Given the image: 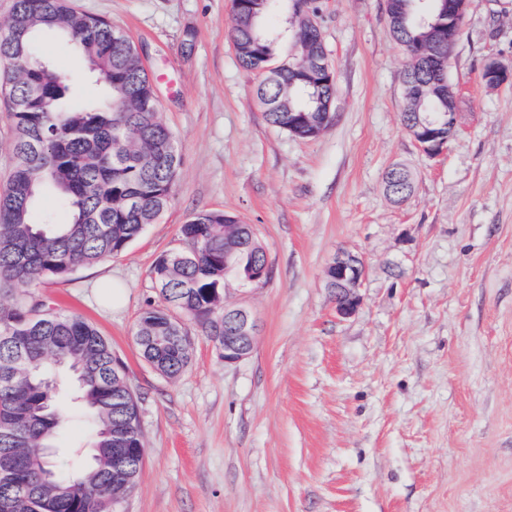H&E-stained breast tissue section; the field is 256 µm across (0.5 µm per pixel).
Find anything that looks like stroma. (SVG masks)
<instances>
[{"mask_svg":"<svg viewBox=\"0 0 512 512\" xmlns=\"http://www.w3.org/2000/svg\"><path fill=\"white\" fill-rule=\"evenodd\" d=\"M141 49L180 165L167 209L120 255L50 278L36 299L93 323L126 365L146 448L116 512H512V86L486 88L487 60L512 64V0H469L449 74L458 129L436 159L401 124L406 58L382 0H319L334 71L332 123L301 140L269 125L260 74L238 62L231 0H70ZM37 53L99 97L71 43ZM415 174L392 203L384 174ZM254 226L270 275L232 301L251 308L252 354L228 365L188 324L192 360L164 378L134 341L158 303L152 271L198 210ZM366 266L361 304L336 315L325 270L337 250ZM104 276L121 305L97 301ZM50 455L60 472L94 434L70 399Z\"/></svg>","mask_w":512,"mask_h":512,"instance_id":"1","label":"stroma"}]
</instances>
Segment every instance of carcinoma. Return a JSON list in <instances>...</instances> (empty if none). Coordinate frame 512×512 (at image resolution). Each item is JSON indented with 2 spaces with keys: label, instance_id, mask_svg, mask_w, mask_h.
Returning <instances> with one entry per match:
<instances>
[{
  "label": "carcinoma",
  "instance_id": "1",
  "mask_svg": "<svg viewBox=\"0 0 512 512\" xmlns=\"http://www.w3.org/2000/svg\"><path fill=\"white\" fill-rule=\"evenodd\" d=\"M295 0H265L247 20L233 18L231 40L242 67L262 70L272 63L275 37L267 18ZM405 24L393 37L406 59V77L423 84V96L406 99L401 123L448 111V95L432 80L450 81L448 43L436 39L431 23L447 21L441 0H402ZM61 36L83 54L89 73L103 82L104 93L92 102L79 99L56 70L34 52L39 37ZM318 38L313 27L297 28L302 54ZM0 90L10 101L13 167L0 188V292L13 296L0 304V512H99L100 500L112 497L114 433L134 449L135 461L119 486L133 489L145 458L139 436L138 398L127 384L124 363L108 340L83 317L34 300L31 288L46 278L117 256L155 223L168 206L180 163L178 150L157 153V145L175 140L160 113L150 110L151 79L137 60L134 43L111 22L82 14L68 0H14L0 28ZM335 84L313 85L287 65L278 77L259 84L267 101L268 124L293 130L301 138L320 123H330L326 103ZM123 111L116 112L112 105ZM66 207L69 220L56 223L40 210L46 192ZM236 216L200 210L180 227L182 239L195 246L161 254L153 279L161 299L195 320L203 335L224 338V253L240 269L267 263L255 230L246 224L239 238L245 255L232 251L226 224ZM182 326L160 306L139 316L135 335L141 356L168 378L189 366L185 344L156 346L152 336H175ZM23 336L22 351L3 340ZM75 372L77 398L89 411L94 430L92 453L75 474L63 476L45 449L54 447L63 422L53 368Z\"/></svg>",
  "mask_w": 512,
  "mask_h": 512
}]
</instances>
